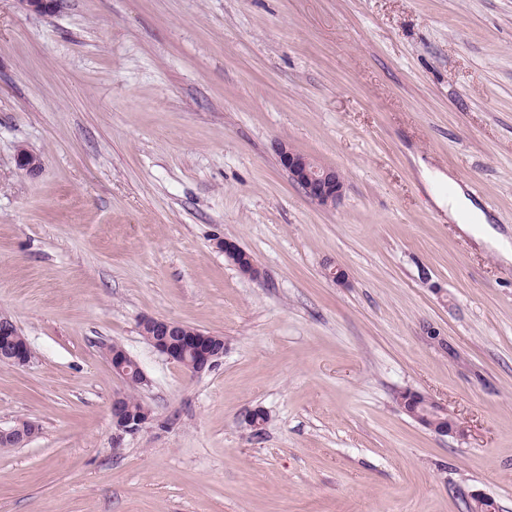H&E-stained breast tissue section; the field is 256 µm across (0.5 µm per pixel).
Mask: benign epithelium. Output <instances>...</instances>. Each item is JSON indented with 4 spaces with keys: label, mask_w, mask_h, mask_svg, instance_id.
Wrapping results in <instances>:
<instances>
[{
    "label": "benign epithelium",
    "mask_w": 512,
    "mask_h": 512,
    "mask_svg": "<svg viewBox=\"0 0 512 512\" xmlns=\"http://www.w3.org/2000/svg\"><path fill=\"white\" fill-rule=\"evenodd\" d=\"M29 12L46 14L59 7V0H16ZM280 165L288 172L292 182L312 201L328 207L336 206L345 193V178L334 167L323 166L310 156L289 147L285 142L275 145ZM16 162L20 169L31 175L42 168V160L26 149L17 152ZM216 247L224 252L233 265L244 266L245 275L254 279L261 277L255 261L236 242L219 239ZM141 333L153 349L166 359L176 362L192 374L210 370L224 357V337L206 333L175 320L146 317L141 323ZM105 357L113 373L125 386L142 387L147 383L143 370L136 364L127 350L120 344H112ZM32 358L30 346L13 320L0 315V362L16 366L27 365ZM403 411L423 427L443 435L462 433L457 422L446 415L444 406L414 391L401 400ZM112 425L116 431L134 434L148 424L153 417L152 409L142 405L139 410L125 406L124 395L112 400ZM39 433L38 425L27 422L9 428H0V447L11 448L31 441Z\"/></svg>",
    "instance_id": "benign-epithelium-1"
}]
</instances>
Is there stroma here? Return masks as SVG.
I'll return each mask as SVG.
<instances>
[{"instance_id": "1", "label": "stroma", "mask_w": 512, "mask_h": 512, "mask_svg": "<svg viewBox=\"0 0 512 512\" xmlns=\"http://www.w3.org/2000/svg\"><path fill=\"white\" fill-rule=\"evenodd\" d=\"M281 141L343 172L340 204ZM430 172L512 239V0H0V313L34 353L0 363V428H40L0 449V512H512V261ZM146 316L223 359L189 373ZM115 342L154 415L119 439ZM275 151L292 182L309 199L328 207H335L341 201L345 193V178L340 170L317 163L285 142L277 143ZM435 177L440 180L447 179L448 185L451 186L448 197L440 194L434 196L437 205L444 210L447 209L448 220L456 222L469 233H472V228L468 225H484L479 233L473 232L475 238L495 247L505 259L512 260V245L489 226L488 217L483 210L466 195L461 187L454 185L448 176L446 177L443 173H436ZM216 247L224 252L225 258L233 265L240 267L244 265L246 270L245 275L254 279L261 277L260 268L257 266L252 258L247 256V253L236 242L230 239H219L216 242ZM141 333L153 349L192 374L210 370L224 357V338L175 320L145 317ZM105 357L111 365L113 373L127 388L130 385L140 388L148 382L143 370L122 345L112 343V348L106 352ZM403 411L423 427L443 435L460 434L461 428L447 413L444 406L414 391H409L401 400Z\"/></svg>"}]
</instances>
